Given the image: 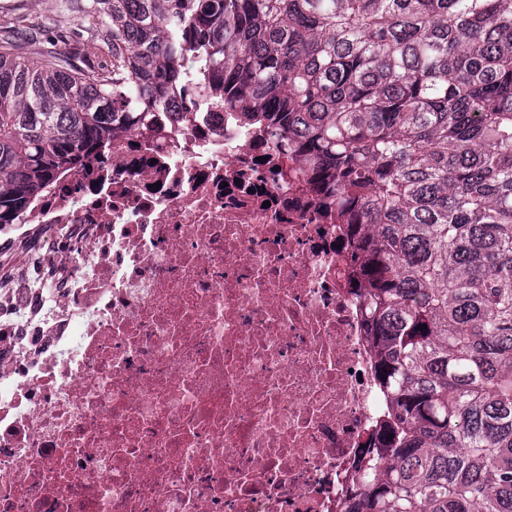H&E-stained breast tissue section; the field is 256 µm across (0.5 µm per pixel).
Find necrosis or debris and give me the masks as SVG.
Wrapping results in <instances>:
<instances>
[{
  "instance_id": "4bbe7bcc",
  "label": "necrosis or debris",
  "mask_w": 512,
  "mask_h": 512,
  "mask_svg": "<svg viewBox=\"0 0 512 512\" xmlns=\"http://www.w3.org/2000/svg\"><path fill=\"white\" fill-rule=\"evenodd\" d=\"M183 73L152 132L20 218L40 246L0 290V512H343L384 417L335 208Z\"/></svg>"
}]
</instances>
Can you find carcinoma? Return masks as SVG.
I'll return each mask as SVG.
<instances>
[{"label": "carcinoma", "mask_w": 512, "mask_h": 512, "mask_svg": "<svg viewBox=\"0 0 512 512\" xmlns=\"http://www.w3.org/2000/svg\"><path fill=\"white\" fill-rule=\"evenodd\" d=\"M78 10L67 54L0 25V224L57 173L151 130L185 91L179 61L196 59L344 222L388 406L345 512H512V0Z\"/></svg>", "instance_id": "cac0c4a2"}]
</instances>
